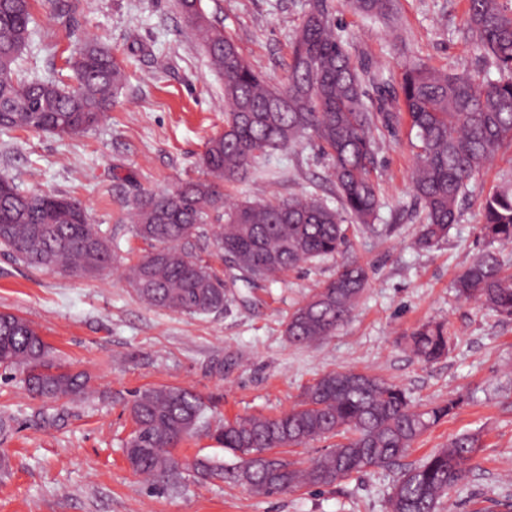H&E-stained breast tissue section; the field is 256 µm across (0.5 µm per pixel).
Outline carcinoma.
Returning a JSON list of instances; mask_svg holds the SVG:
<instances>
[{"mask_svg":"<svg viewBox=\"0 0 512 512\" xmlns=\"http://www.w3.org/2000/svg\"><path fill=\"white\" fill-rule=\"evenodd\" d=\"M36 0H0V130L84 134L105 117L125 82L111 49L90 39L74 61L80 92L46 78H22L19 60L34 23ZM358 12L389 17L395 0H349ZM187 26L224 79V131L212 135L199 156L206 178L172 191L135 197L129 206L135 234L151 250L125 268L137 298L154 308L184 315L224 311L232 289L270 281L287 271L341 254L349 224L375 226L379 198L371 178L379 145L376 132L407 119L419 142L411 172L422 205V248L448 236L458 204L480 169L504 147L512 148V0H467L466 23L498 78L453 74L420 60L404 65L399 81L354 61L336 34L326 0H315L291 43L287 77L269 85L245 60L235 41L206 15L201 0H179ZM330 161L336 205L313 195L228 203L223 182L244 179L274 151L304 138ZM480 231L490 244H512V185L481 204ZM210 238L231 271L222 277L196 254V241ZM0 249L24 266L95 277L112 268L107 239L89 223L83 204L59 194L23 193L15 179L0 177ZM369 282L367 267L342 263L336 277L312 291L285 317L293 345L317 343L350 317ZM458 298L512 316V271L500 252L488 249L454 280ZM452 340L441 323H425L405 338L414 356L433 362ZM0 366L18 369L33 396L46 401L86 394L81 373L63 372L33 325L0 313ZM461 396L415 404L405 390L354 370L331 371L307 386L300 402L275 417H243L215 430L216 440L238 459L234 465L198 457L182 466L172 456L205 418V403L181 387H149L134 395V430L125 445L133 472L147 481L175 486L183 471L197 480L239 484L272 497L299 486L322 487L371 467L399 464L413 443L453 415ZM338 437L335 448L308 465L258 454ZM479 437L462 434L421 462L401 468L388 497V512H440L446 496L465 481Z\"/></svg>","mask_w":512,"mask_h":512,"instance_id":"1","label":"carcinoma"}]
</instances>
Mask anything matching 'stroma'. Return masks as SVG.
<instances>
[{
  "mask_svg": "<svg viewBox=\"0 0 512 512\" xmlns=\"http://www.w3.org/2000/svg\"><path fill=\"white\" fill-rule=\"evenodd\" d=\"M312 0H201L232 35L251 67L271 84L287 74L291 41ZM337 33L356 61L400 76L412 59L450 73L484 67L466 26L465 0H396L388 21L369 20L346 0H328ZM26 76L73 83L69 65L84 41L109 45L127 80L102 122L69 136L0 132V176L21 190L79 199L111 240L114 268L95 279L26 269L0 253V311L39 329L69 370L89 378L85 396L46 402L0 368V512H387L394 469L373 467L327 487L290 489L266 498L222 481L185 477L158 491L124 457L132 429L127 406L151 386L191 389L208 407L205 424L174 450L182 462L233 457L214 438L225 420L277 417L321 375L352 367L402 386L414 403L457 393L471 400L425 432L405 457L414 463L463 433L481 447L468 478L444 512H480L489 500L512 501V317L456 298V275L489 243L480 233L482 199L512 182V149L485 165L460 203L458 221L439 246L417 238L424 215L410 172L416 139L408 122L380 129L385 142L372 177L382 206L376 232L350 228L345 254L242 289L223 312L182 315L139 301L123 275L150 249L135 236L126 202L200 178L198 158L224 127V83L191 37L178 0H79L61 16L37 0ZM311 193L335 204L327 160L305 142L261 159L244 180L225 185L227 200ZM369 269V285L350 319L311 346H293L284 317L344 260ZM441 323L452 343L446 357L418 360L403 338Z\"/></svg>",
  "mask_w": 512,
  "mask_h": 512,
  "instance_id": "35a3bbf8",
  "label": "stroma"
}]
</instances>
